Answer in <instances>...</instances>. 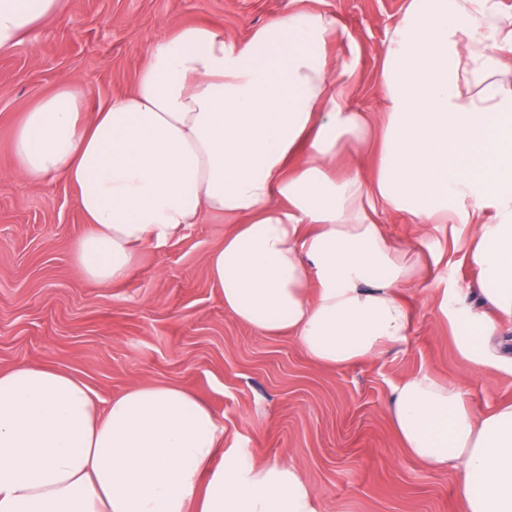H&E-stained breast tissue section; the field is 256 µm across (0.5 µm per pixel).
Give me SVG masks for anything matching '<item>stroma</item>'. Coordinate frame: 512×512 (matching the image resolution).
Instances as JSON below:
<instances>
[{
  "mask_svg": "<svg viewBox=\"0 0 512 512\" xmlns=\"http://www.w3.org/2000/svg\"><path fill=\"white\" fill-rule=\"evenodd\" d=\"M405 0H67L0 53V371L21 364L82 378L102 399L135 383H174L211 407L226 445L256 459L291 457L324 512H460L451 475L426 469L401 447L387 414L394 388L429 371L460 383L473 408L512 403V365L467 361L440 310L444 290L476 277L467 228L441 224L420 247L424 265L402 290L412 325L382 356L340 368L314 363L296 336H262L224 310L209 254L229 226L212 215L161 248L141 250L129 277L103 287L74 258L85 230L75 191L60 178L31 182L12 171L25 112L69 81L89 88L90 108L131 92L151 44L206 25L226 41L294 10L334 16L330 61L356 52L350 103L382 120L381 49Z\"/></svg>",
  "mask_w": 512,
  "mask_h": 512,
  "instance_id": "stroma-1",
  "label": "stroma"
}]
</instances>
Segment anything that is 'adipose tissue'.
<instances>
[{
	"label": "adipose tissue",
	"instance_id": "obj_1",
	"mask_svg": "<svg viewBox=\"0 0 512 512\" xmlns=\"http://www.w3.org/2000/svg\"><path fill=\"white\" fill-rule=\"evenodd\" d=\"M65 0H0V52ZM327 14L296 10L225 41L191 26L150 47L131 93L89 111L64 82L16 130L14 170L76 190L86 276L124 281L144 247L212 214L235 228L208 258L225 311L264 336L289 331L316 363L345 366L403 344L399 294L419 269L376 216L467 224L486 306L445 294L461 354L497 364L512 320V12L498 0H407L382 50L380 132L347 100L357 59L330 69ZM379 138L371 175L333 167ZM405 451L452 474L461 512H512V404L482 414L466 389L422 371L392 395ZM0 512H322L294 459L225 447L224 426L173 384L101 401L80 378L20 364L0 371Z\"/></svg>",
	"mask_w": 512,
	"mask_h": 512
}]
</instances>
